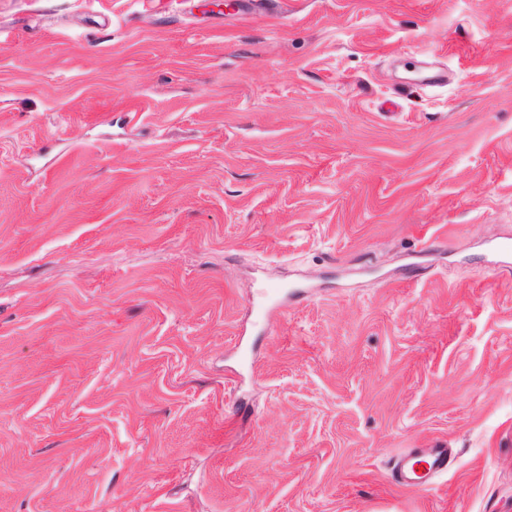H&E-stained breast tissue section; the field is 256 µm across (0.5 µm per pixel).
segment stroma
I'll use <instances>...</instances> for the list:
<instances>
[{
	"mask_svg": "<svg viewBox=\"0 0 512 512\" xmlns=\"http://www.w3.org/2000/svg\"><path fill=\"white\" fill-rule=\"evenodd\" d=\"M0 34V512H512V0ZM423 458L426 468L415 467V460ZM448 468L447 448H412L403 454L393 469V478L401 485L417 490H425L432 479Z\"/></svg>",
	"mask_w": 512,
	"mask_h": 512,
	"instance_id": "stroma-1",
	"label": "stroma"
}]
</instances>
